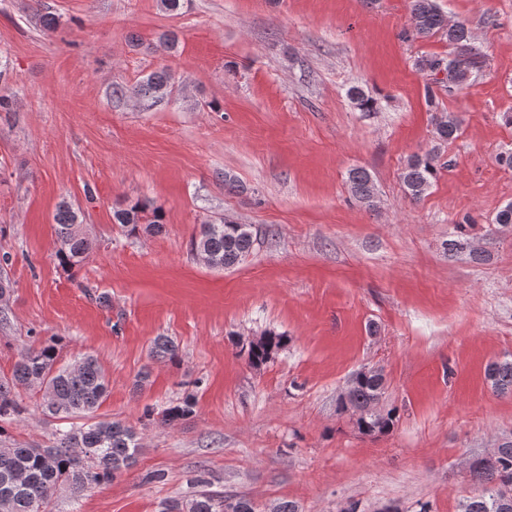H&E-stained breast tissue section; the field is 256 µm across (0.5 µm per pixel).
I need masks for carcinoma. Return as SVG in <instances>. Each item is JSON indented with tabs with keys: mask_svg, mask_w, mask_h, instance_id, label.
<instances>
[{
	"mask_svg": "<svg viewBox=\"0 0 512 512\" xmlns=\"http://www.w3.org/2000/svg\"><path fill=\"white\" fill-rule=\"evenodd\" d=\"M413 35L428 38L436 34L448 40L452 51L448 58L423 57L417 61L422 71L444 73L448 94L462 89L480 64V55L472 45L471 31L464 20L448 22L437 0H410ZM174 92L172 75L162 68L132 88L112 87L117 98L128 96L156 106ZM347 96L362 112H371L374 100L358 86H351ZM460 131V119L453 112L434 118V133L443 143L453 141ZM437 155L427 152L413 155L404 166L400 179L404 192L413 202L420 201L436 181ZM347 182L354 199L372 207L376 193L366 169L349 170ZM124 234L138 236L154 233L162 227V209L148 198H139L114 212ZM56 257L62 267L81 265L94 249L82 224L81 213L63 201L54 215ZM257 236L250 224L222 220L203 224L193 241L196 255L208 259L216 268H231L254 248ZM448 252L469 251L474 259L481 255L470 249L466 225H456L453 238L446 241ZM285 345V338L265 332L248 345L247 359L253 367L269 362ZM154 356L161 361L178 360V347L166 336L154 341ZM485 378L499 394H512V361H494L487 365ZM37 388L43 392L44 414L67 422L68 427L55 436L54 445L41 448L11 442L7 426L24 413L17 396L18 388ZM108 392L105 371L96 358L85 356L71 364H58L55 346L26 348L16 363L12 377L0 378V493L12 491L6 512H48V506L61 489L73 497L114 480L132 466L141 443L136 429L120 421L87 423L80 418L92 413ZM385 393V379L378 370L358 372L347 392L338 399V411L350 416L354 427L364 435L387 433L394 426L396 411L383 412L379 403ZM193 411L189 397L165 408L158 423L169 425ZM479 489L463 505L464 512H512V440L501 443L495 453L471 465ZM162 512H257L254 503L241 496H219L199 490L188 498H173L164 503Z\"/></svg>",
	"mask_w": 512,
	"mask_h": 512,
	"instance_id": "carcinoma-1",
	"label": "carcinoma"
}]
</instances>
